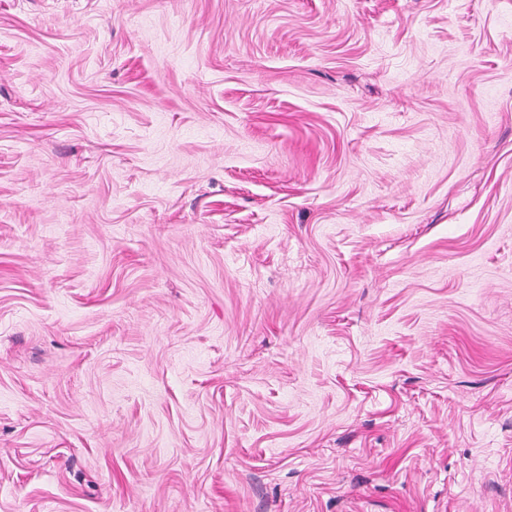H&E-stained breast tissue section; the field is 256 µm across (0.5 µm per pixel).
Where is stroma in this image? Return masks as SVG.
<instances>
[{"mask_svg": "<svg viewBox=\"0 0 512 512\" xmlns=\"http://www.w3.org/2000/svg\"><path fill=\"white\" fill-rule=\"evenodd\" d=\"M0 512H512V0H0Z\"/></svg>", "mask_w": 512, "mask_h": 512, "instance_id": "1", "label": "stroma"}]
</instances>
